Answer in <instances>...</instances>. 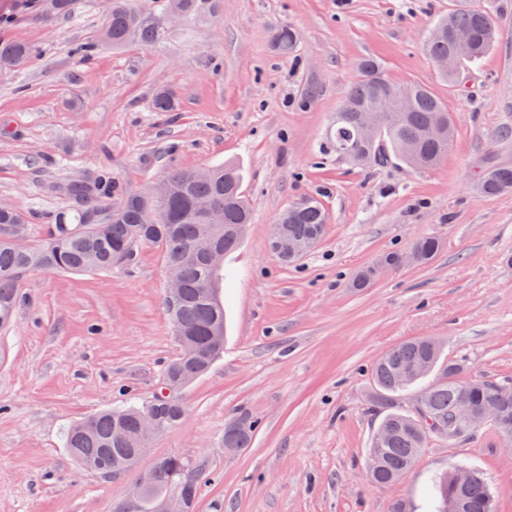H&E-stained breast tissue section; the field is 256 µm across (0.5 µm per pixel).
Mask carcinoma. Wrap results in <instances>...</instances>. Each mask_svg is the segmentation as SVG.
<instances>
[{
  "label": "carcinoma",
  "instance_id": "cac0c4a2",
  "mask_svg": "<svg viewBox=\"0 0 512 512\" xmlns=\"http://www.w3.org/2000/svg\"><path fill=\"white\" fill-rule=\"evenodd\" d=\"M136 3L137 0H112L102 26L101 42L120 49L132 40L149 45L163 36L164 15L142 18ZM460 30L474 35V43L465 53L456 52L453 44V34ZM497 35V23L490 9L460 7L431 28L424 49L440 75L455 84L465 70L493 48ZM274 43L279 52H292L295 32L290 28L278 30ZM32 54L33 49L23 43L0 44V63L11 61L19 67ZM359 69L361 79L346 93L336 120L326 131L324 151L353 163L385 164L395 158L416 170L440 164L448 154V138L454 136L453 120L438 97L418 83L410 84L411 99L399 105L397 120L384 124L377 140H360L358 124L365 113L381 107L377 89L387 76L372 59L362 60ZM176 108L175 95L167 89L157 91L152 99L155 112H174ZM165 180L178 190L152 216L141 206L136 191L112 180L107 172L93 181L70 182L66 192L73 201L72 208L57 215L49 237L36 247L26 243L25 215L19 210H0V327L14 320L17 285L29 269L67 273L109 270L114 265L115 249L125 248L135 239L160 245L168 261L169 275L179 282L181 302L169 315L180 353L163 373V383L174 387L173 396L141 407L105 410L66 430L65 448L69 455L105 475L130 468L140 457L134 449L147 448L150 437L141 430V414L152 411L164 429L174 425L183 413L178 394L222 354L212 347L209 328L224 325V305L209 298L206 289L220 293L224 266H216L204 256L194 258L190 250L197 238L206 237L214 251L226 255L238 247L250 223V208L242 191L244 170L239 164L230 161L211 166L205 175L199 169H177L169 172ZM475 185L486 197L512 191V166L495 161L485 163L476 175ZM199 198L214 201V223L202 224L193 215L192 205ZM328 221L321 202L307 197L288 207L286 221L273 224L271 235L285 229L290 239L320 237ZM442 246L440 238L422 236L408 250L390 251L381 258L388 270L394 271L403 268L408 255L417 256L419 265L429 263ZM377 278L378 272L371 265L358 272L352 287L368 288ZM442 347V342L434 337L406 341L388 350L374 365V387L368 400L383 413L369 449L373 483L377 485H390L403 478L426 440L440 436L401 408L400 400L411 389L424 396L426 413L438 428H448L458 407L466 402L475 414L488 406L496 407L501 419L496 430L501 436L512 435V390L505 393L491 380L468 376L462 364L441 360ZM431 374L434 379L419 386ZM237 421L244 428L224 431V441L234 448H246L256 426L246 416ZM187 464L185 458L175 455L159 459L149 471V494L161 495L177 486L187 504H193L199 483L179 480V469ZM452 480L450 471L435 478V512H448L446 498L452 492ZM489 495L488 482L480 473L466 488L462 512H487Z\"/></svg>",
  "mask_w": 512,
  "mask_h": 512
}]
</instances>
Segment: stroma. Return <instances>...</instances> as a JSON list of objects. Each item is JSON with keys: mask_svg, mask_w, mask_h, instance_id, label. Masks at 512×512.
Masks as SVG:
<instances>
[{"mask_svg": "<svg viewBox=\"0 0 512 512\" xmlns=\"http://www.w3.org/2000/svg\"><path fill=\"white\" fill-rule=\"evenodd\" d=\"M111 0H75L47 16L0 0L1 42L36 53L0 69V201L24 212L42 243L65 190L104 171L149 189L171 170L227 161L245 171L253 222L224 257V354L181 395L184 414L124 474L80 467L66 429L109 408L152 400L179 353L163 299L168 268L151 243L89 273L29 271L14 323L0 327V512H118L156 459L201 471L192 512H426L431 478L459 464L482 472L498 512H512V447L490 426L428 439L388 486L368 477L380 419L368 408L371 369L390 348L443 341L470 375L512 388V192L476 195L488 156L512 163V0H200L162 38L113 49L98 38ZM493 7L500 37L464 76L443 81L423 44L449 10ZM297 42L280 54L278 29ZM93 43L91 60L77 46ZM394 83L429 86L455 136L436 168L356 166L322 142L361 59ZM178 99L155 112L159 88ZM304 196L329 222L297 263L270 249L271 226ZM421 235L444 241L427 265L351 281ZM254 420L250 447L228 453L224 429Z\"/></svg>", "mask_w": 512, "mask_h": 512, "instance_id": "obj_1", "label": "stroma"}]
</instances>
